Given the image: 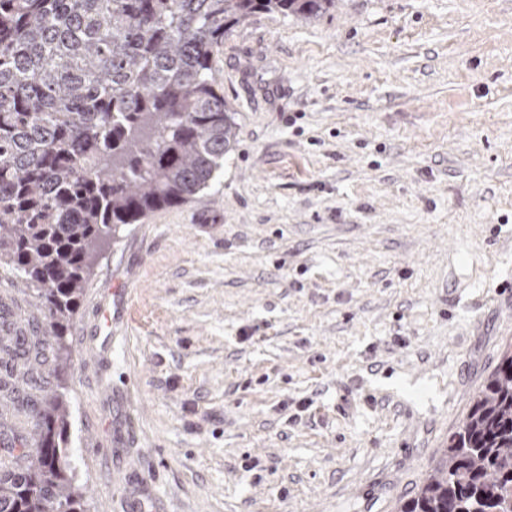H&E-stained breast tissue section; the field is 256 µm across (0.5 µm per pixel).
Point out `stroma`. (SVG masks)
Returning a JSON list of instances; mask_svg holds the SVG:
<instances>
[{
	"mask_svg": "<svg viewBox=\"0 0 512 512\" xmlns=\"http://www.w3.org/2000/svg\"><path fill=\"white\" fill-rule=\"evenodd\" d=\"M214 68L223 175L102 245L37 379L86 512H127L123 476L159 512H397L512 343V0L261 12ZM3 303L42 325L0 272ZM119 313V307H115L113 311L112 306L100 310L99 314L105 320L104 326L97 324L91 333L92 336H87L89 348H96V344H100L102 348L112 349V322Z\"/></svg>",
	"mask_w": 512,
	"mask_h": 512,
	"instance_id": "stroma-1",
	"label": "stroma"
}]
</instances>
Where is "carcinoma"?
Wrapping results in <instances>:
<instances>
[{"instance_id": "cac0c4a2", "label": "carcinoma", "mask_w": 512, "mask_h": 512, "mask_svg": "<svg viewBox=\"0 0 512 512\" xmlns=\"http://www.w3.org/2000/svg\"><path fill=\"white\" fill-rule=\"evenodd\" d=\"M335 0H0V269L35 287L44 332L14 354L67 363L66 328L101 246L191 201L224 164L235 114L213 60L258 12L315 19ZM0 512H84L62 395L35 401ZM398 512H512V344Z\"/></svg>"}]
</instances>
